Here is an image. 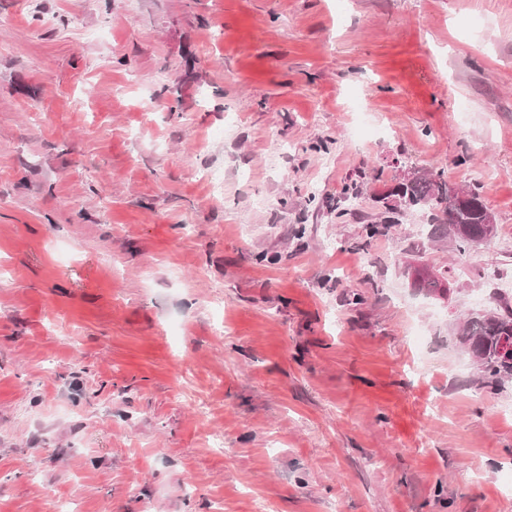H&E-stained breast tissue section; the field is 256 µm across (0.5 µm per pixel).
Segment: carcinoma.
Listing matches in <instances>:
<instances>
[{"mask_svg":"<svg viewBox=\"0 0 512 512\" xmlns=\"http://www.w3.org/2000/svg\"><path fill=\"white\" fill-rule=\"evenodd\" d=\"M462 190L448 184L444 172L421 174L413 180H401L392 194L399 198L404 209H417L424 204L442 206V216L436 218L432 238L454 241L460 252L479 245L483 233L484 210L477 205L455 206L448 203ZM512 337V307L504 305L497 312H487L469 317L461 332L480 372V382L492 391L502 390L504 383L512 380V363L506 362L498 352L502 339Z\"/></svg>","mask_w":512,"mask_h":512,"instance_id":"1","label":"carcinoma"}]
</instances>
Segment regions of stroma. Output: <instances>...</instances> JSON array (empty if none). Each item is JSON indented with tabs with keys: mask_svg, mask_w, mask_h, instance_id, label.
<instances>
[{
	"mask_svg": "<svg viewBox=\"0 0 512 512\" xmlns=\"http://www.w3.org/2000/svg\"><path fill=\"white\" fill-rule=\"evenodd\" d=\"M0 45V512H512L459 332L512 302V0H0ZM411 167L484 171L492 240L385 223Z\"/></svg>",
	"mask_w": 512,
	"mask_h": 512,
	"instance_id": "1",
	"label": "stroma"
}]
</instances>
